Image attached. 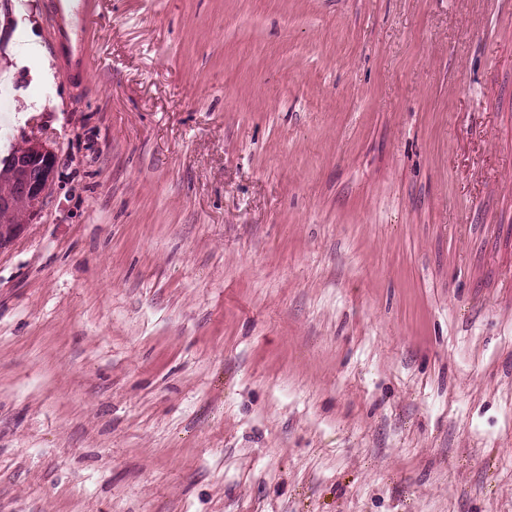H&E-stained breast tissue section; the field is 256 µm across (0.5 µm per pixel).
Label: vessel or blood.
I'll return each instance as SVG.
<instances>
[{
    "label": "vessel or blood",
    "instance_id": "obj_1",
    "mask_svg": "<svg viewBox=\"0 0 512 512\" xmlns=\"http://www.w3.org/2000/svg\"><path fill=\"white\" fill-rule=\"evenodd\" d=\"M97 17V0H51L49 24L63 74L87 80L94 59L90 33Z\"/></svg>",
    "mask_w": 512,
    "mask_h": 512
}]
</instances>
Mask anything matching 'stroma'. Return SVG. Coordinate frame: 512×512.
Listing matches in <instances>:
<instances>
[{"label": "stroma", "instance_id": "1", "mask_svg": "<svg viewBox=\"0 0 512 512\" xmlns=\"http://www.w3.org/2000/svg\"><path fill=\"white\" fill-rule=\"evenodd\" d=\"M98 3L0 5V512H512V0ZM97 0H51L49 24L64 75L87 83L94 59L90 33L97 25ZM27 150V147L18 149L0 160L1 198L3 194L11 192L15 178L14 168L16 170L13 188V196L16 198L10 207L0 208V237L19 224L11 230L7 240L1 242L0 239V251L17 240L26 229V224L20 222L26 214L29 215L24 201L30 205L33 215L37 217L53 188L56 174L54 149L39 139H31L28 154L25 156ZM10 157H20L12 161L14 168L12 164H6Z\"/></svg>", "mask_w": 512, "mask_h": 512}]
</instances>
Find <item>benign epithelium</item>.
Wrapping results in <instances>:
<instances>
[{
	"label": "benign epithelium",
	"mask_w": 512,
	"mask_h": 512,
	"mask_svg": "<svg viewBox=\"0 0 512 512\" xmlns=\"http://www.w3.org/2000/svg\"><path fill=\"white\" fill-rule=\"evenodd\" d=\"M16 170L13 197L0 201L3 205L20 198L30 205L33 215H39L44 201L50 194L56 174V153L52 147L39 139L29 142L27 156L12 161Z\"/></svg>",
	"instance_id": "1"
}]
</instances>
